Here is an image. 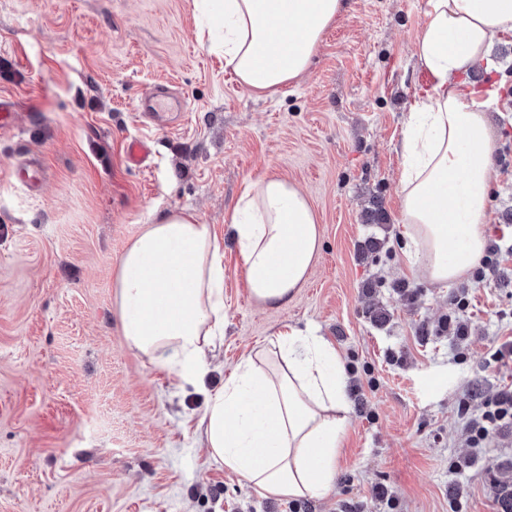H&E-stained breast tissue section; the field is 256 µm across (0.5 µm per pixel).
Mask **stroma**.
<instances>
[{
  "instance_id": "35a3bbf8",
  "label": "stroma",
  "mask_w": 512,
  "mask_h": 512,
  "mask_svg": "<svg viewBox=\"0 0 512 512\" xmlns=\"http://www.w3.org/2000/svg\"><path fill=\"white\" fill-rule=\"evenodd\" d=\"M305 76L273 97L242 87L199 33L194 0H0V512H502L479 468L452 482L470 451L456 401L512 385L491 359L512 340V254L483 281L448 286L410 267L397 151L430 75L412 52L424 0H348ZM491 119L500 156L488 239L512 233V37ZM169 83L187 114L143 125L138 99ZM151 139L143 166L123 145ZM32 160L38 191L10 174ZM299 185L320 248L287 306L250 295L227 225L247 182ZM194 208L224 238V343L208 388L289 328L336 349L350 426L321 499L258 496L200 447L205 395L129 348L113 273L127 242L162 212ZM466 295L465 360L437 335Z\"/></svg>"
}]
</instances>
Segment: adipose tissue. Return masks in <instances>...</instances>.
Masks as SVG:
<instances>
[{"label": "adipose tissue", "instance_id": "obj_1", "mask_svg": "<svg viewBox=\"0 0 512 512\" xmlns=\"http://www.w3.org/2000/svg\"><path fill=\"white\" fill-rule=\"evenodd\" d=\"M221 12L215 47L242 86L277 94L302 75L346 0H195ZM414 54L432 82L417 95L399 143L401 222L425 276L445 286L486 247L483 225L494 178L493 93L462 76L492 69L496 39L512 34V0H425ZM231 237L251 295L287 305L307 281L320 232L307 196L276 175L248 183ZM126 344L185 382L202 380L224 334V243L189 207L144 225L113 278ZM346 384L335 348L293 329L251 351L210 393L197 431L224 471L265 498H322L336 478L349 426Z\"/></svg>", "mask_w": 512, "mask_h": 512}]
</instances>
